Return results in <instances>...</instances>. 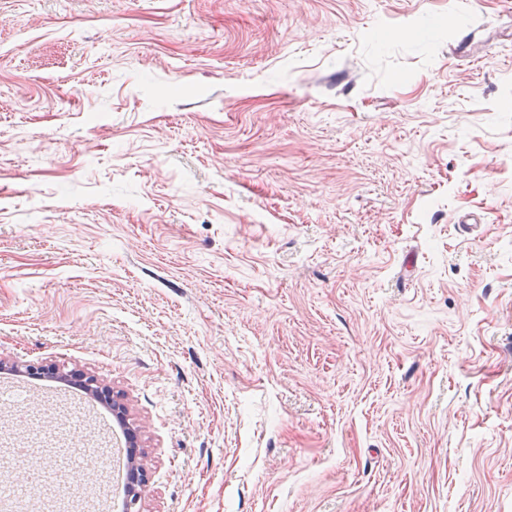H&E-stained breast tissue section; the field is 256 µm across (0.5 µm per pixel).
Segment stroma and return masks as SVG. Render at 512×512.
I'll return each instance as SVG.
<instances>
[{
    "label": "stroma",
    "instance_id": "35a3bbf8",
    "mask_svg": "<svg viewBox=\"0 0 512 512\" xmlns=\"http://www.w3.org/2000/svg\"><path fill=\"white\" fill-rule=\"evenodd\" d=\"M1 355L141 512H512V0H0ZM26 385L0 506L100 512ZM0 373L12 374L16 376H27L31 378L52 377L59 379L60 382L68 381L71 374H68L54 364L46 363H19L17 361L7 360L0 357ZM86 394L97 401L112 407V417L125 430L128 436L127 476H126V511L140 512L139 503L148 483V454L139 440L140 429L129 423V410L125 402L114 396L112 389L100 383L94 376L83 375Z\"/></svg>",
    "mask_w": 512,
    "mask_h": 512
}]
</instances>
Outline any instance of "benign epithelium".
<instances>
[{
  "label": "benign epithelium",
  "instance_id": "7a95c632",
  "mask_svg": "<svg viewBox=\"0 0 512 512\" xmlns=\"http://www.w3.org/2000/svg\"><path fill=\"white\" fill-rule=\"evenodd\" d=\"M0 373L31 378L52 377L61 382L67 381L70 374L54 364L19 363L0 357ZM86 394L97 401L105 402L112 407V417L125 430L128 436L127 476H126V506L127 512H140L139 503L142 493L148 483V454L142 448L139 440L140 429L129 423V410L125 402L114 396L112 389L100 383L93 376H84Z\"/></svg>",
  "mask_w": 512,
  "mask_h": 512
}]
</instances>
